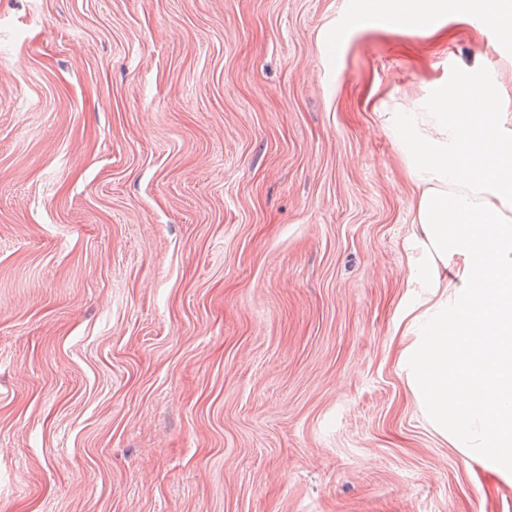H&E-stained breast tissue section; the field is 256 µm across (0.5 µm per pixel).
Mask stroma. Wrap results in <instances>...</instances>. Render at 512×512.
<instances>
[{
	"instance_id": "1",
	"label": "stroma",
	"mask_w": 512,
	"mask_h": 512,
	"mask_svg": "<svg viewBox=\"0 0 512 512\" xmlns=\"http://www.w3.org/2000/svg\"><path fill=\"white\" fill-rule=\"evenodd\" d=\"M349 0H0V512H512L397 351L381 104L512 43ZM447 0H353L341 28H334L326 40L332 57L336 45L365 30H401L435 34L447 24Z\"/></svg>"
}]
</instances>
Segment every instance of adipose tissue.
Wrapping results in <instances>:
<instances>
[{
	"mask_svg": "<svg viewBox=\"0 0 512 512\" xmlns=\"http://www.w3.org/2000/svg\"><path fill=\"white\" fill-rule=\"evenodd\" d=\"M512 39V0H352L327 54L365 30L435 34L448 18ZM385 128L417 191L408 247L416 295L398 361L430 426L512 484V114L483 68L463 71Z\"/></svg>",
	"mask_w": 512,
	"mask_h": 512,
	"instance_id": "ef3b65f1",
	"label": "adipose tissue"
}]
</instances>
